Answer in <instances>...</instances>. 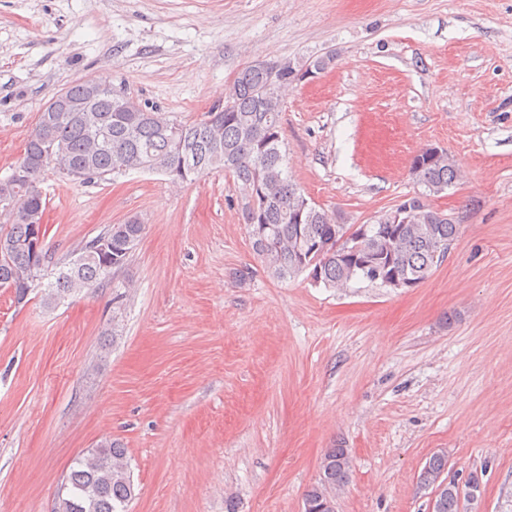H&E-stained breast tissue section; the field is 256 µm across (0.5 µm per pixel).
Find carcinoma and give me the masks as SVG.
Wrapping results in <instances>:
<instances>
[{
	"label": "carcinoma",
	"mask_w": 512,
	"mask_h": 512,
	"mask_svg": "<svg viewBox=\"0 0 512 512\" xmlns=\"http://www.w3.org/2000/svg\"><path fill=\"white\" fill-rule=\"evenodd\" d=\"M298 76L288 61H255L239 71L225 94L224 108L200 121L177 122L154 111L124 110L107 92L92 102V112L43 113L11 174L0 179V198L11 203L0 208L7 218L0 226V288L11 290L18 304L39 289L46 307H56L72 295L100 287L140 242L144 225L131 216L108 225L65 262H50L44 246L35 253L33 241L47 234L46 198L31 193L29 183H41L50 165L58 162L65 166L64 176L84 183L129 171L160 173L173 183L224 172L233 177L244 199H258L257 208L244 206V223L255 255L278 279L308 271L316 284L346 288L358 278L377 282L361 272L372 263L384 276L397 273L417 284L426 280L438 266L437 249L460 232V225L441 220L443 211L430 203L457 180L453 160L446 155L438 160L413 157L410 173L423 191L414 194L416 205L408 221L376 220L353 240L350 255L341 256L338 235L351 225L336 223L315 204L296 213L304 193L292 182L281 150V114L283 91ZM446 467L445 457L433 456L420 483L441 489L437 512H461L457 486L443 478ZM350 473L348 450L328 449L319 481L304 494L310 512H326L323 503L347 486ZM134 496L126 451L106 438L72 462L58 489L57 512H127Z\"/></svg>",
	"instance_id": "cac0c4a2"
}]
</instances>
